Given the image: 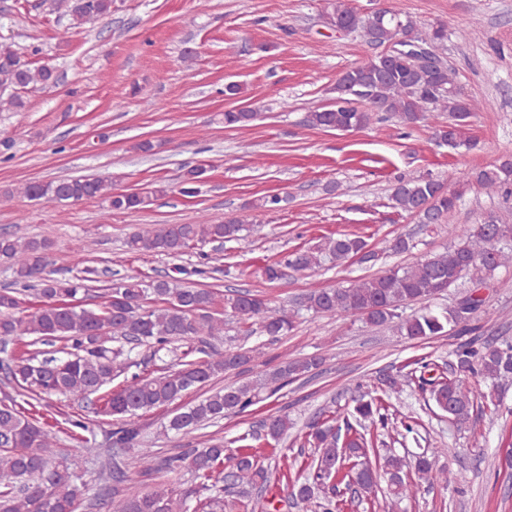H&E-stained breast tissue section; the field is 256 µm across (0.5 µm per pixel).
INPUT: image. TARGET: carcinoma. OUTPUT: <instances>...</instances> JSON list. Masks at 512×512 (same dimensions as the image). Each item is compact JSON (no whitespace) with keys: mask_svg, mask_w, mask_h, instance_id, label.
<instances>
[{"mask_svg":"<svg viewBox=\"0 0 512 512\" xmlns=\"http://www.w3.org/2000/svg\"><path fill=\"white\" fill-rule=\"evenodd\" d=\"M72 26L80 28L112 14L113 0H59ZM325 23L332 28L345 27L366 43L388 46L397 34L419 40L412 18L390 9L360 14L349 0H328ZM431 52L406 53L393 58L376 56L343 70L333 87L332 104L309 113L308 123L317 128L349 131L367 125L372 115L384 112L404 125L430 122L437 139L457 149L472 142L468 135L470 119L484 104L465 94L455 74L436 50L448 40V28L437 23L430 31ZM54 69L32 66L12 46L0 44V102L22 110L23 93L57 84ZM253 109L224 112V126H244L256 119ZM205 173L202 166L183 173L182 193H195L194 185ZM475 182L489 196H512V159H506L474 175ZM163 186L113 192L98 178L82 177L25 183V197L45 203H77L101 198L112 209L137 212L148 208L156 197L166 194ZM460 193L429 176L399 178L393 188V207L416 217L422 224H443L457 206ZM245 227L239 220L210 224H162L152 232H134L126 240L131 253L151 251L173 258L209 243H240ZM53 242L48 237L14 238L0 234V264L13 273L14 284L34 292L41 299L37 310L19 315L21 300L15 288L0 290V341L29 336L31 350L6 365V373L20 388L38 398L63 396L85 399L101 394L104 411L120 421L109 439L118 448H136L140 444L138 412L168 406L184 393L197 389L203 397L193 405L176 409L165 426L166 432L186 435L202 427L247 412L263 397L271 398L295 380L323 363L320 356L285 360L259 378L234 382L222 388L213 380L227 373L241 374L261 355L258 347L220 350L211 341L224 336V311L256 325V331L273 340L288 335L297 317L267 299L249 292H237L224 298V310L218 309L217 295L207 288H191L173 276L152 280L123 276L106 288L105 300L94 306L85 303L94 269L81 274L55 278L46 274ZM364 262L376 259L367 242L356 234H341L306 249L286 254L264 268L265 278H282V268L304 272L321 266L325 260L342 262L351 257ZM512 263V224L488 215L448 252L437 254L411 266L392 268L380 276L359 278L347 286L313 292L305 298V310L316 316L355 317L375 326L396 324L400 334L410 340L425 341L436 336H464L473 331L470 322L483 301L469 294L452 310L437 312L426 306L409 315L407 307L428 302L458 286L464 273L483 270L489 274ZM147 346L153 355L181 350L179 363L162 366L152 374H133L116 388V361L125 355L123 348L110 342ZM61 344V356H43L41 345ZM453 371L440 372L436 362L416 360L396 372L378 375L382 392L397 393L403 386L417 384L429 389L436 407L448 419L464 422L474 406L469 379L491 380L496 387L512 381V344L498 345L472 337L452 351ZM356 424L346 423V437L339 439L336 418L325 417L309 425L305 443L317 450V457L305 464V475L297 477L292 497L304 512H343L337 479L344 477L346 487H355L358 502L370 501L381 476L387 478L386 494L392 505L415 498L419 483L436 473H446L440 459L452 457V448H429L414 462V472L404 470V458L391 448L378 457L375 468L369 459L372 439L356 426L369 423L388 430L394 418L381 399L360 393L352 397ZM293 427L288 412L281 409L262 423L263 432L237 438L242 442L272 440L280 442ZM229 472H224V463ZM140 469L115 474V480L130 485L138 474L153 470L190 471L202 480L200 489L209 495L192 506L191 498L199 489L182 494L166 488L135 492L120 502L117 512H224V496H234L233 505L243 512H255L258 503L252 493L269 486L281 468L264 461L250 448L231 449L222 439H210L202 448H190L180 454L156 461L149 452L139 458ZM88 491V484L59 460L49 433L37 419H29L15 403H0V512H76L77 502Z\"/></svg>","mask_w":512,"mask_h":512,"instance_id":"obj_1","label":"carcinoma"}]
</instances>
